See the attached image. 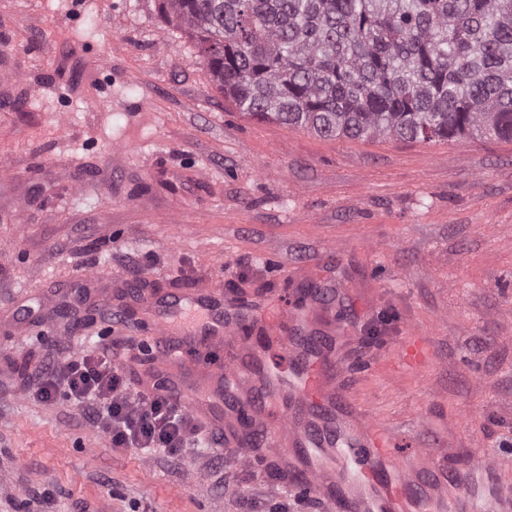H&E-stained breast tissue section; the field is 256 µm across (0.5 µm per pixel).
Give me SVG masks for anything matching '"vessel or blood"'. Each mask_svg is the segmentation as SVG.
Instances as JSON below:
<instances>
[{
    "label": "vessel or blood",
    "instance_id": "obj_1",
    "mask_svg": "<svg viewBox=\"0 0 512 512\" xmlns=\"http://www.w3.org/2000/svg\"><path fill=\"white\" fill-rule=\"evenodd\" d=\"M342 293L317 287L294 306L265 289L227 293L198 283L140 299L154 351L138 387L164 381L204 430L239 448L240 468L276 463L281 481L322 512H512L497 454L473 443L415 470L425 449L407 451L397 427L344 391L353 376L337 347ZM254 330L266 347L254 344ZM273 350L282 361L270 359ZM432 358L422 332L399 347L400 368L418 373Z\"/></svg>",
    "mask_w": 512,
    "mask_h": 512
}]
</instances>
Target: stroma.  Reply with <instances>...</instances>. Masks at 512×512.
Returning a JSON list of instances; mask_svg holds the SVG:
<instances>
[{
	"mask_svg": "<svg viewBox=\"0 0 512 512\" xmlns=\"http://www.w3.org/2000/svg\"><path fill=\"white\" fill-rule=\"evenodd\" d=\"M0 99L27 102L0 109V512H268L280 495L233 449L115 451L65 398L24 395L57 340L149 344L136 316L63 306L135 263L163 291L205 280L291 305L298 268L318 267L346 290L345 361L375 369L361 401L417 447L475 440L512 459V141L320 137L242 114L158 0H0ZM42 297L62 303L54 332L15 335ZM419 329L434 359L395 370Z\"/></svg>",
	"mask_w": 512,
	"mask_h": 512,
	"instance_id": "obj_1",
	"label": "stroma"
}]
</instances>
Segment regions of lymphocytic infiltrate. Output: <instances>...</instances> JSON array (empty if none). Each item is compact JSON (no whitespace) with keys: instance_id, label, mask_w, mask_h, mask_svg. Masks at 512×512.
<instances>
[{"instance_id":"lymphocytic-infiltrate-1","label":"lymphocytic infiltrate","mask_w":512,"mask_h":512,"mask_svg":"<svg viewBox=\"0 0 512 512\" xmlns=\"http://www.w3.org/2000/svg\"><path fill=\"white\" fill-rule=\"evenodd\" d=\"M120 355L116 344L80 355L58 348L52 360L29 376L24 393L45 403L66 396L115 449L161 448L184 458L200 447H220V440L202 431L163 386L147 393L132 389L117 362Z\"/></svg>"}]
</instances>
